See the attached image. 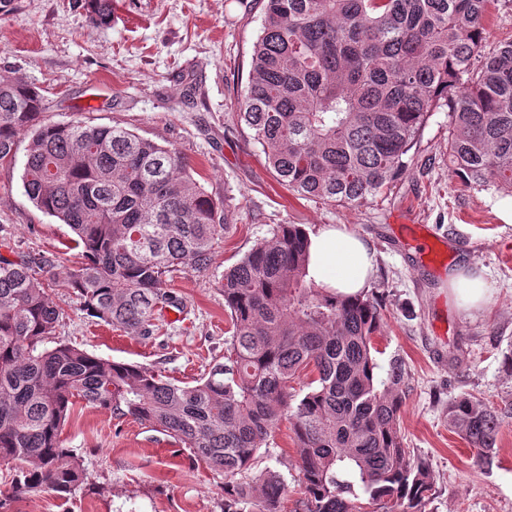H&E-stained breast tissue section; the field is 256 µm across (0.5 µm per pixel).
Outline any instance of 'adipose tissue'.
I'll return each mask as SVG.
<instances>
[{
    "label": "adipose tissue",
    "instance_id": "1",
    "mask_svg": "<svg viewBox=\"0 0 512 512\" xmlns=\"http://www.w3.org/2000/svg\"><path fill=\"white\" fill-rule=\"evenodd\" d=\"M308 251V272L318 287L349 296L367 290L375 270V250L347 225L328 224L311 233ZM448 287L459 306L479 308L485 303L487 282L477 266L455 270Z\"/></svg>",
    "mask_w": 512,
    "mask_h": 512
}]
</instances>
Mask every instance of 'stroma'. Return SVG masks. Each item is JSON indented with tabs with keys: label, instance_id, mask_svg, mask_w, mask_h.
Masks as SVG:
<instances>
[{
	"label": "stroma",
	"instance_id": "35a3bbf8",
	"mask_svg": "<svg viewBox=\"0 0 512 512\" xmlns=\"http://www.w3.org/2000/svg\"><path fill=\"white\" fill-rule=\"evenodd\" d=\"M263 0H116L114 18L92 24L81 0H17L0 15V71L34 86L46 123L86 121L121 126L173 145L205 191L231 210L233 222L203 273L177 272L169 291L182 310L164 313L161 336H129L89 316L63 283L48 293L64 316L58 337L109 362L153 367L177 384L193 383L223 359L227 327L224 272L277 225L313 232L345 224L369 239L378 268L368 291L382 308L374 337L379 379L400 360L409 373L400 422L415 455L427 462L436 494L426 512H512V418L505 421L492 466L476 467L469 445L448 429V402L469 393L490 403L512 399V223L502 218L512 196L464 185L448 173L449 110L429 117L407 169L357 206L292 195L268 167L262 147L240 123ZM26 141L0 164V255L57 254L67 268V225L37 210L22 175ZM440 247V264L422 261L414 238ZM483 267L489 301L480 310L448 296V275ZM87 472L70 500L24 497L14 512H224V477L163 432L110 410L76 403L63 429ZM299 450L281 422L261 450L258 469L280 472L284 512H301Z\"/></svg>",
	"mask_w": 512,
	"mask_h": 512
}]
</instances>
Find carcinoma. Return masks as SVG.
<instances>
[{"mask_svg": "<svg viewBox=\"0 0 512 512\" xmlns=\"http://www.w3.org/2000/svg\"><path fill=\"white\" fill-rule=\"evenodd\" d=\"M493 0H265L238 118L294 195L359 205L407 169L430 114L448 106V171L512 194V43L486 49ZM110 21L112 0H84ZM36 88L0 72V162L28 138L25 194L74 233L66 272L90 316L130 336L163 328L183 304L176 271L205 272L228 210L194 179L177 149L119 126L39 120ZM308 232L281 224L224 272L228 363L194 384L107 362L56 339L62 310L45 282L52 257L0 256V471L10 492L73 496L86 486L63 426L75 401L158 428L224 473V512H282L286 481L252 471L286 418L299 448L303 512H425L429 466L400 433L406 370L377 382L374 298L338 296L308 277ZM317 372L300 399L291 383ZM512 403L470 394L448 403V426L480 467L495 456Z\"/></svg>", "mask_w": 512, "mask_h": 512, "instance_id": "1", "label": "carcinoma"}]
</instances>
